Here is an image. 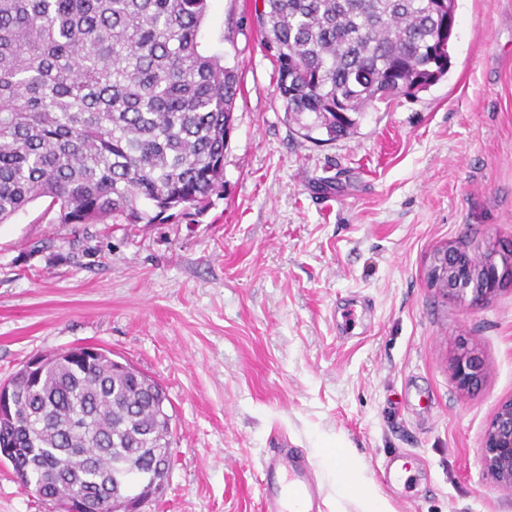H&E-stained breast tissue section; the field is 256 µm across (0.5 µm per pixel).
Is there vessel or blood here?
I'll return each mask as SVG.
<instances>
[{
	"mask_svg": "<svg viewBox=\"0 0 512 512\" xmlns=\"http://www.w3.org/2000/svg\"><path fill=\"white\" fill-rule=\"evenodd\" d=\"M261 512H322V490L301 451L288 445L272 449L259 477Z\"/></svg>",
	"mask_w": 512,
	"mask_h": 512,
	"instance_id": "obj_1",
	"label": "vessel or blood"
}]
</instances>
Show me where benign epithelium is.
Segmentation results:
<instances>
[{"mask_svg": "<svg viewBox=\"0 0 512 512\" xmlns=\"http://www.w3.org/2000/svg\"><path fill=\"white\" fill-rule=\"evenodd\" d=\"M428 275L432 286L445 298L479 305L503 284H512V243L490 251L480 260L463 247H445L433 255ZM452 370L457 388L470 392L482 383L486 365L482 357L464 343ZM481 463L497 486L512 491V397L500 402L485 430ZM121 494L119 512H141L144 498L152 497L154 488L141 492L123 486Z\"/></svg>", "mask_w": 512, "mask_h": 512, "instance_id": "1", "label": "benign epithelium"}]
</instances>
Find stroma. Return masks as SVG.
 I'll list each match as a JSON object with an SVG mask.
<instances>
[{"label":"stroma","mask_w":512,"mask_h":512,"mask_svg":"<svg viewBox=\"0 0 512 512\" xmlns=\"http://www.w3.org/2000/svg\"><path fill=\"white\" fill-rule=\"evenodd\" d=\"M261 6L210 0L200 31L241 84L204 212L60 224L40 200L0 224V383L74 347L157 380L173 464L143 512H260L261 461L283 439L306 452L323 512H360L329 448L393 512H512L480 460L512 397V288L472 307L427 277L438 249L512 242V0H457L447 77L325 143L286 119ZM464 342L487 367L466 395ZM394 454L406 472L378 475ZM0 512L63 510L0 460Z\"/></svg>","instance_id":"1"}]
</instances>
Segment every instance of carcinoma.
Returning a JSON list of instances; mask_svg holds the SVG:
<instances>
[{"instance_id": "1", "label": "carcinoma", "mask_w": 512, "mask_h": 512, "mask_svg": "<svg viewBox=\"0 0 512 512\" xmlns=\"http://www.w3.org/2000/svg\"><path fill=\"white\" fill-rule=\"evenodd\" d=\"M209 0H0V224L50 200L59 224L153 223L224 186L240 91L201 47ZM456 0H262L258 22L288 120L317 142L350 138L378 102L428 90L450 67ZM344 102L345 113L336 111ZM156 214L149 215L148 209ZM0 448L24 487L75 512H109L112 479L150 483L126 463L140 429L171 461L161 385L101 351L66 350L8 382Z\"/></svg>"}]
</instances>
